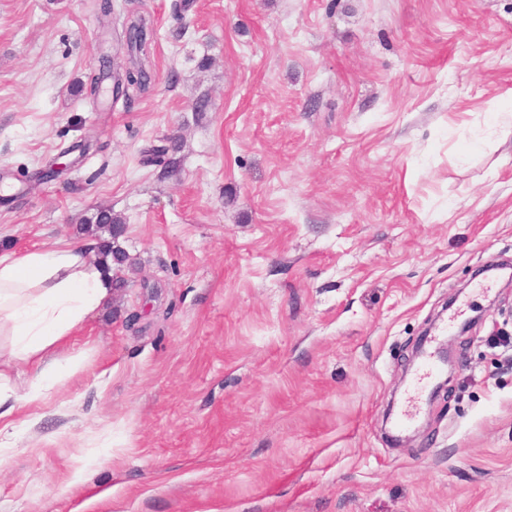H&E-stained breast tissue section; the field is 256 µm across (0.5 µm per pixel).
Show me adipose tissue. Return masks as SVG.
Listing matches in <instances>:
<instances>
[{"label":"adipose tissue","mask_w":512,"mask_h":512,"mask_svg":"<svg viewBox=\"0 0 512 512\" xmlns=\"http://www.w3.org/2000/svg\"><path fill=\"white\" fill-rule=\"evenodd\" d=\"M113 280L85 246L52 245L0 255V337L15 366L32 369L31 396L50 393L84 367L83 353L57 351L112 297Z\"/></svg>","instance_id":"obj_1"}]
</instances>
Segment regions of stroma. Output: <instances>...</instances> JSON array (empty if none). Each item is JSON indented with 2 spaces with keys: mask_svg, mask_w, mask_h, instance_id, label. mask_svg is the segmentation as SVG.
Segmentation results:
<instances>
[{
  "mask_svg": "<svg viewBox=\"0 0 512 512\" xmlns=\"http://www.w3.org/2000/svg\"><path fill=\"white\" fill-rule=\"evenodd\" d=\"M96 2L0 0V253L101 206L127 255L0 512H512V0ZM136 18L149 86L91 96Z\"/></svg>",
  "mask_w": 512,
  "mask_h": 512,
  "instance_id": "obj_1",
  "label": "stroma"
}]
</instances>
